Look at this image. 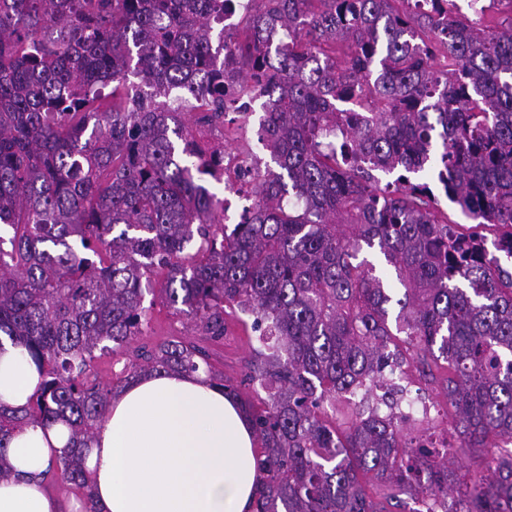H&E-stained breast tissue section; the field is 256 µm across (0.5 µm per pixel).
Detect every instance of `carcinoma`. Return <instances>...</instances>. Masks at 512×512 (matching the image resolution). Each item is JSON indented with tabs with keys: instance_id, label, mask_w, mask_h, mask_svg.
<instances>
[{
	"instance_id": "carcinoma-1",
	"label": "carcinoma",
	"mask_w": 512,
	"mask_h": 512,
	"mask_svg": "<svg viewBox=\"0 0 512 512\" xmlns=\"http://www.w3.org/2000/svg\"><path fill=\"white\" fill-rule=\"evenodd\" d=\"M232 2L0 0V336L43 375L27 406L0 403V479L13 432L61 422L44 482L91 495L84 451L114 391L201 370L267 394L242 400L265 457L254 512H386L374 488L512 512V452L493 480L460 478L399 385L402 343L424 380L445 363L466 447L512 439V20L487 19L497 0H254L226 31ZM260 98L277 170L228 232L224 123ZM160 274L193 336L104 380L95 351L144 335ZM228 307L258 333L236 384L208 349ZM370 398L342 431L326 419Z\"/></svg>"
}]
</instances>
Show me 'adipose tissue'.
<instances>
[{
  "label": "adipose tissue",
  "instance_id": "adipose-tissue-1",
  "mask_svg": "<svg viewBox=\"0 0 512 512\" xmlns=\"http://www.w3.org/2000/svg\"><path fill=\"white\" fill-rule=\"evenodd\" d=\"M41 376L22 345L0 344V401L25 406ZM239 399L203 372L144 375L113 396L85 460L92 495L61 501L43 473L68 429L27 428L9 440L14 473L0 480V512H253L258 450Z\"/></svg>",
  "mask_w": 512,
  "mask_h": 512
}]
</instances>
